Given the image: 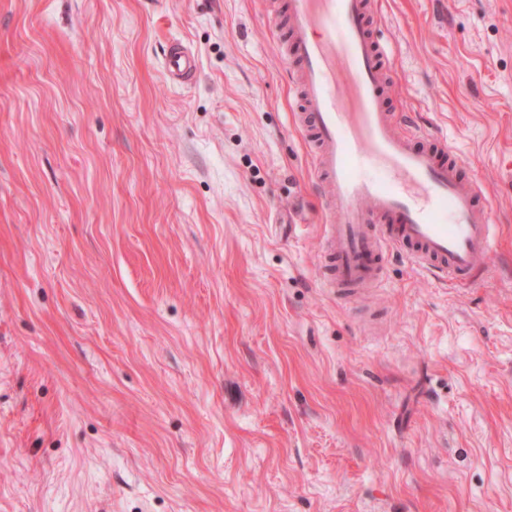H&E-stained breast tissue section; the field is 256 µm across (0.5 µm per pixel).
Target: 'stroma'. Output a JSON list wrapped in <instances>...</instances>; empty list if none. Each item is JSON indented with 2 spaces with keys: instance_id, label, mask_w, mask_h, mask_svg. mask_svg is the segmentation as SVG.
<instances>
[{
  "instance_id": "35a3bbf8",
  "label": "stroma",
  "mask_w": 512,
  "mask_h": 512,
  "mask_svg": "<svg viewBox=\"0 0 512 512\" xmlns=\"http://www.w3.org/2000/svg\"><path fill=\"white\" fill-rule=\"evenodd\" d=\"M282 5L0 0V512H512V0H376L498 231L351 297ZM163 69L169 82L181 84L194 74L196 60L190 47H181L168 51L163 61Z\"/></svg>"
}]
</instances>
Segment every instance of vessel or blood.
Returning <instances> with one entry per match:
<instances>
[{"instance_id": "1", "label": "vessel or blood", "mask_w": 512, "mask_h": 512, "mask_svg": "<svg viewBox=\"0 0 512 512\" xmlns=\"http://www.w3.org/2000/svg\"><path fill=\"white\" fill-rule=\"evenodd\" d=\"M370 0H285L277 38L296 71L298 127L326 215L325 281L348 295L382 280L390 252L443 283L490 266L496 226L444 136L391 111L390 50L370 29ZM169 82L193 75L190 47L168 51Z\"/></svg>"}]
</instances>
